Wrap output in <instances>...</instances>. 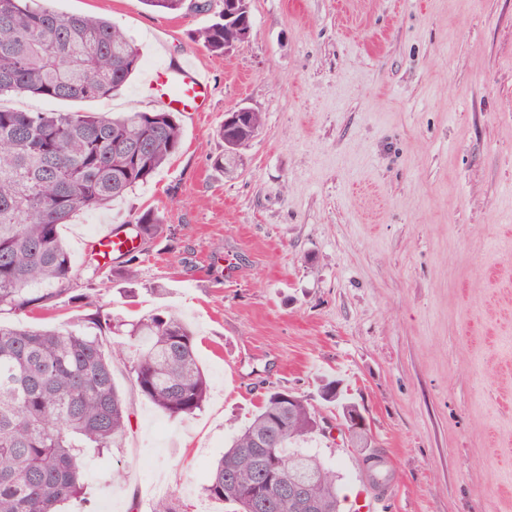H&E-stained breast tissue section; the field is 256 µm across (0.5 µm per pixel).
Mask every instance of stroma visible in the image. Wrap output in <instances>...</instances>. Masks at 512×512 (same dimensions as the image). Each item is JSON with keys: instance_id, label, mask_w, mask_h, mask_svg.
I'll return each mask as SVG.
<instances>
[{"instance_id": "1", "label": "stroma", "mask_w": 512, "mask_h": 512, "mask_svg": "<svg viewBox=\"0 0 512 512\" xmlns=\"http://www.w3.org/2000/svg\"><path fill=\"white\" fill-rule=\"evenodd\" d=\"M206 2L57 0L122 27L140 69L101 100L0 101L117 117L157 110L144 92L157 67L190 59L212 79L207 112L180 114L181 146L148 183L60 231L81 270L94 237L163 214L135 283L106 267L93 286L124 319L183 318L210 386L200 412L172 419L114 365L131 429L98 466L126 478L95 482L94 512H146L159 484L183 512H225L201 487L272 387L318 411L304 448L333 465L346 512L376 494L368 456L393 489L383 512H512V0H249L251 37L225 55L197 39L223 8ZM238 107L262 125L228 178L216 131ZM76 314L0 322L66 328ZM324 377L370 447L338 435Z\"/></svg>"}]
</instances>
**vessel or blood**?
Instances as JSON below:
<instances>
[{"label": "vessel or blood", "mask_w": 512, "mask_h": 512, "mask_svg": "<svg viewBox=\"0 0 512 512\" xmlns=\"http://www.w3.org/2000/svg\"><path fill=\"white\" fill-rule=\"evenodd\" d=\"M152 97L163 108L175 112L204 111L211 92L207 72L186 62L176 67L155 70L149 79ZM99 251L120 256L132 246L125 231L111 229L97 237Z\"/></svg>", "instance_id": "vessel-or-blood-1"}]
</instances>
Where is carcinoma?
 I'll return each instance as SVG.
<instances>
[{
  "label": "carcinoma",
  "instance_id": "cac0c4a2",
  "mask_svg": "<svg viewBox=\"0 0 512 512\" xmlns=\"http://www.w3.org/2000/svg\"><path fill=\"white\" fill-rule=\"evenodd\" d=\"M54 0H0V98L31 94L90 101L111 96L140 68L138 48L110 21L67 13ZM178 13L185 0H141ZM203 46L224 54V23L198 32ZM261 117L222 125L217 136L246 145ZM182 131L164 110L108 117L94 112H25L0 105V315L67 299L76 324L65 329L0 325V512H60L73 504L93 512L84 468L131 427V411L113 380L124 360L141 395L173 418H190L207 399L192 329L158 312L136 321L105 311L96 289L77 288L81 273L60 226L80 211L101 208L146 184L179 149ZM137 247L117 259L124 281L136 278L138 255L164 233L163 215L136 211ZM127 327V340L107 336ZM295 403L288 404V397ZM322 431L318 412L286 389L267 393L251 420L217 461L203 494L260 512H298L275 486L257 484L276 461L285 477L312 483L315 512H341L336 471L299 444ZM267 446L258 447V441Z\"/></svg>",
  "mask_w": 512,
  "mask_h": 512
}]
</instances>
